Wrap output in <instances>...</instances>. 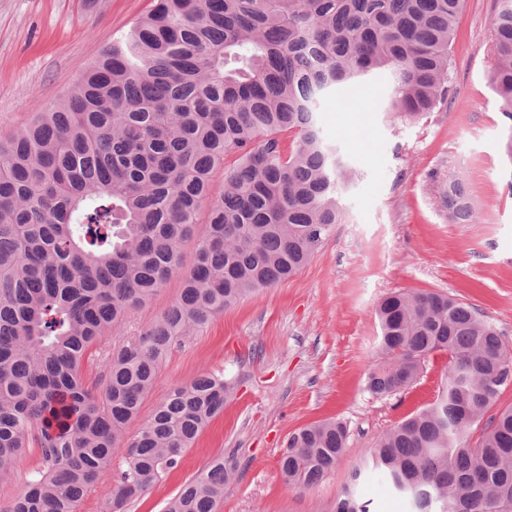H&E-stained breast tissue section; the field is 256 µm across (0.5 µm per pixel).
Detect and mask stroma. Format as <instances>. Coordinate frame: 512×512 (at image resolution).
I'll return each instance as SVG.
<instances>
[{"label":"stroma","instance_id":"obj_1","mask_svg":"<svg viewBox=\"0 0 512 512\" xmlns=\"http://www.w3.org/2000/svg\"><path fill=\"white\" fill-rule=\"evenodd\" d=\"M151 0H0V138L38 106L62 98L98 50L147 13ZM496 0H464L444 104L417 120L385 106L387 76L337 88L320 121L355 172L342 217L295 276L245 297L174 348L145 400L150 413L174 384L212 371L235 395L166 474L127 512H163L213 456H231L235 480L221 512H332L353 467L378 438L437 395L447 357L430 359L407 392L376 398L365 374L377 359L375 311L399 290L431 291L475 305L512 343V119L489 82ZM365 111L349 110L351 98ZM461 174L478 219L453 224L443 194ZM326 419L348 431L343 461L299 490L278 460L298 428ZM371 512H410L384 475L356 487Z\"/></svg>","mask_w":512,"mask_h":512}]
</instances>
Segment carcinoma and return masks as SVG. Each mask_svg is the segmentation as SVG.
<instances>
[{
	"label": "carcinoma",
	"mask_w": 512,
	"mask_h": 512,
	"mask_svg": "<svg viewBox=\"0 0 512 512\" xmlns=\"http://www.w3.org/2000/svg\"><path fill=\"white\" fill-rule=\"evenodd\" d=\"M490 82L512 118V0H497ZM463 0H154L53 108L0 140V478L27 449L42 466L0 512H78L112 469L102 512H123L176 469L224 411L216 373L170 387L134 434L170 350L244 297L298 273L339 223L347 165L319 122L327 94L372 71L387 111L417 119L447 97ZM293 134L284 150L280 136ZM444 204L476 221L464 179ZM195 242L184 267V247ZM183 272L177 299L132 315ZM366 390L411 388L448 356L426 408L387 430L335 512H370L354 488L377 470L414 512H512V343L478 309L395 292L376 310ZM106 371L87 385L86 364ZM346 426L288 439L281 479L308 489L343 459ZM236 466L220 454L163 512H221Z\"/></svg>",
	"instance_id": "cac0c4a2"
}]
</instances>
